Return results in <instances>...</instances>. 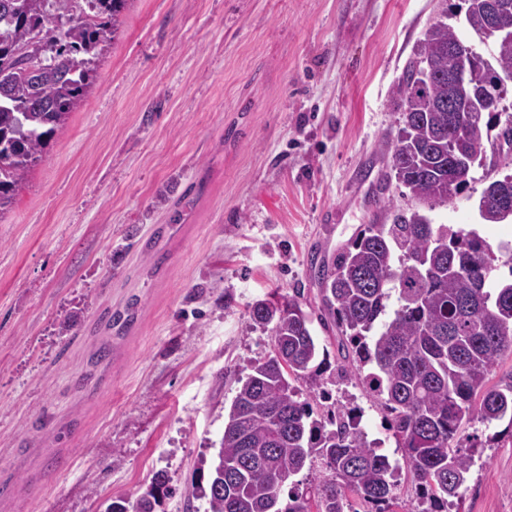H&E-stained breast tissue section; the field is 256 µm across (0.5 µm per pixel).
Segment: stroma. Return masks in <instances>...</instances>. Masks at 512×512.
Here are the masks:
<instances>
[{
    "label": "stroma",
    "instance_id": "1",
    "mask_svg": "<svg viewBox=\"0 0 512 512\" xmlns=\"http://www.w3.org/2000/svg\"><path fill=\"white\" fill-rule=\"evenodd\" d=\"M459 2L132 0L0 215V512H101L157 471L164 512H184L239 378L272 350L252 303L297 288L320 314L312 262L412 208L380 141L406 63ZM485 186L475 170L429 217L512 241L479 219ZM322 381L402 460L352 376ZM462 433L486 446L453 512H512V436Z\"/></svg>",
    "mask_w": 512,
    "mask_h": 512
}]
</instances>
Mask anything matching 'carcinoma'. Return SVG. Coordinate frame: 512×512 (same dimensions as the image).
<instances>
[{"label":"carcinoma","instance_id":"obj_1","mask_svg":"<svg viewBox=\"0 0 512 512\" xmlns=\"http://www.w3.org/2000/svg\"><path fill=\"white\" fill-rule=\"evenodd\" d=\"M130 0H0V214L12 204L49 139L84 104L95 58L118 34ZM473 33L486 25L480 0H463ZM492 59L474 53L491 75L512 71V9L500 13ZM462 43L442 20L431 24L397 86V130L381 149L417 207L390 224H367L330 264L314 270L325 312L341 334V369L391 415L390 430L415 483L418 507L397 494L398 464L358 424V407L319 411L327 349L313 334L300 289L250 307L270 333L273 355L238 380L217 451L197 461L207 512H450L467 489L477 445L459 444L462 426L509 419L512 384L488 385L512 354V257L495 278L491 244L477 233L432 224L420 206L447 203L475 169L512 165V113L500 87L472 111L470 92L448 86V49ZM427 69L429 77L420 78ZM501 201L485 188L478 213L500 224ZM395 307L389 308V301ZM303 381L308 394L295 386ZM318 471L305 490L285 483ZM173 494L156 472L131 503L106 512H157Z\"/></svg>","mask_w":512,"mask_h":512}]
</instances>
